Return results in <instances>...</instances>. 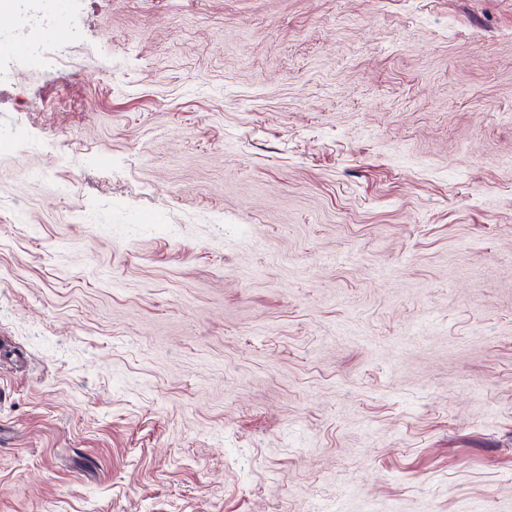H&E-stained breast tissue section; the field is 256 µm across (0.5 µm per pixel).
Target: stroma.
Listing matches in <instances>:
<instances>
[{"instance_id": "stroma-1", "label": "stroma", "mask_w": 512, "mask_h": 512, "mask_svg": "<svg viewBox=\"0 0 512 512\" xmlns=\"http://www.w3.org/2000/svg\"><path fill=\"white\" fill-rule=\"evenodd\" d=\"M0 7V512H512V0Z\"/></svg>"}]
</instances>
